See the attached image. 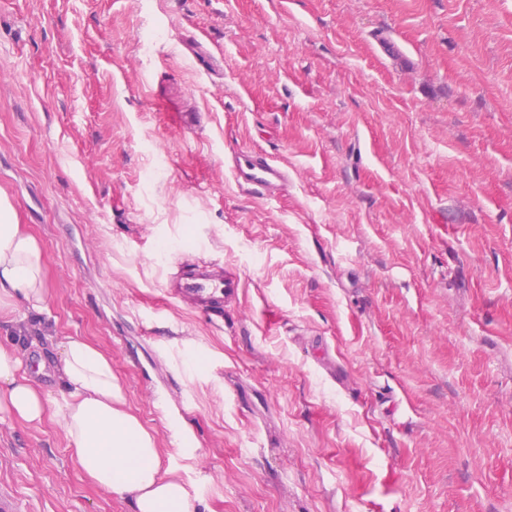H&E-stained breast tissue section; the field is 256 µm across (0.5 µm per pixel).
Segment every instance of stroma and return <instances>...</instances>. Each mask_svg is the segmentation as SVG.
<instances>
[{"instance_id": "stroma-1", "label": "stroma", "mask_w": 512, "mask_h": 512, "mask_svg": "<svg viewBox=\"0 0 512 512\" xmlns=\"http://www.w3.org/2000/svg\"><path fill=\"white\" fill-rule=\"evenodd\" d=\"M0 190L27 357L107 355L196 512H512V0H0ZM0 486L132 512L49 422L0 424ZM232 173L243 190L263 197H271L273 188L287 177L284 167L272 155L258 150L239 151ZM239 286V279L236 276L224 274V269L216 273L198 267L186 273L179 288H182L184 297L199 301L204 311L209 313L221 307L220 302L224 292L233 294Z\"/></svg>"}]
</instances>
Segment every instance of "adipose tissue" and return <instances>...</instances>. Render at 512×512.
<instances>
[{"mask_svg": "<svg viewBox=\"0 0 512 512\" xmlns=\"http://www.w3.org/2000/svg\"><path fill=\"white\" fill-rule=\"evenodd\" d=\"M48 298L43 250L0 191V319L14 320L21 306L45 313ZM28 346L19 332L9 345L0 344V423L59 426L87 480L127 500L133 512H195L183 482L162 468L153 432L128 409L111 359L84 338L69 336L53 361L39 360L33 369L20 356ZM48 369L50 387L36 379Z\"/></svg>", "mask_w": 512, "mask_h": 512, "instance_id": "obj_1", "label": "adipose tissue"}]
</instances>
